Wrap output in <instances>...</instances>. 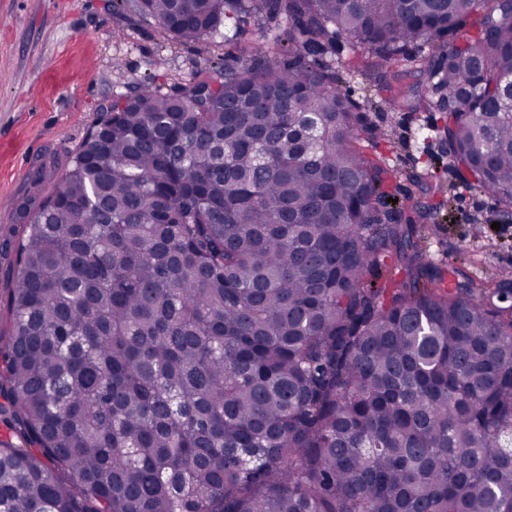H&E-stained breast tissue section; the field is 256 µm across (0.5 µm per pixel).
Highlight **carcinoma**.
Returning <instances> with one entry per match:
<instances>
[{
	"instance_id": "1",
	"label": "carcinoma",
	"mask_w": 512,
	"mask_h": 512,
	"mask_svg": "<svg viewBox=\"0 0 512 512\" xmlns=\"http://www.w3.org/2000/svg\"><path fill=\"white\" fill-rule=\"evenodd\" d=\"M236 69L112 99L0 242V512H512V278L400 222L321 62L423 66L457 179L512 220V0H113ZM467 26L461 44L445 37ZM417 45L422 54L407 56Z\"/></svg>"
}]
</instances>
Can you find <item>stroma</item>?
Here are the masks:
<instances>
[{
  "instance_id": "1",
  "label": "stroma",
  "mask_w": 512,
  "mask_h": 512,
  "mask_svg": "<svg viewBox=\"0 0 512 512\" xmlns=\"http://www.w3.org/2000/svg\"><path fill=\"white\" fill-rule=\"evenodd\" d=\"M264 20H227L219 39L182 43L154 21L113 9L112 0H0V228L33 191L42 163L64 170L113 97L150 85L163 90L212 68H235L239 51L263 41ZM365 47L329 58L349 74L341 90L353 100L380 94L360 150L393 173L390 192L406 206L436 205L413 231L433 259L473 278L512 268V223L497 224L493 196L463 187L443 145L445 113L400 106L395 67L364 75Z\"/></svg>"
}]
</instances>
